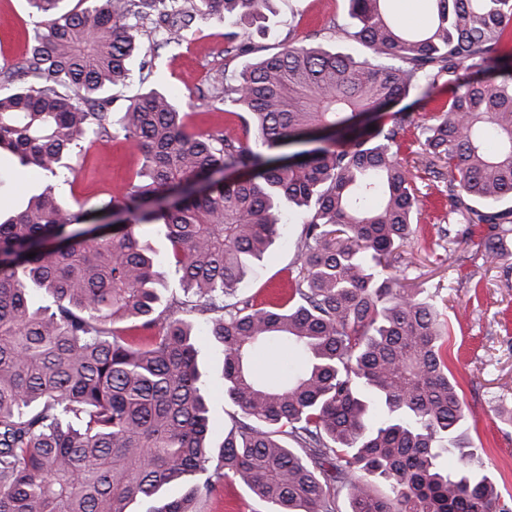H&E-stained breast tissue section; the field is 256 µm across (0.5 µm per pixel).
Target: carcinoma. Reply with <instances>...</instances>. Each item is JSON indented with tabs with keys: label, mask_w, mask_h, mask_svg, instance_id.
<instances>
[{
	"label": "carcinoma",
	"mask_w": 512,
	"mask_h": 512,
	"mask_svg": "<svg viewBox=\"0 0 512 512\" xmlns=\"http://www.w3.org/2000/svg\"><path fill=\"white\" fill-rule=\"evenodd\" d=\"M65 2L29 0L26 71L0 70V152L57 179L117 124L143 166L97 209L47 184L0 210V512H199L231 476L267 512H337L343 491L346 512H509L448 366V320L390 272L420 199L400 158L410 114L380 113L448 87L418 136L448 189L444 233L467 245L479 229L478 249L507 257L512 0H420L413 25L392 0H349V22L212 79L208 103L231 108L236 134L189 130L149 86L116 119L111 91L144 51L133 31L169 44L214 20L235 59L252 51L238 22L269 0ZM109 210L126 215L112 235L73 229ZM286 215L301 226L287 296L239 295ZM149 224L165 228L183 300L137 232ZM198 315L235 407L218 445ZM274 353L298 360L285 379L257 369Z\"/></svg>",
	"instance_id": "carcinoma-1"
}]
</instances>
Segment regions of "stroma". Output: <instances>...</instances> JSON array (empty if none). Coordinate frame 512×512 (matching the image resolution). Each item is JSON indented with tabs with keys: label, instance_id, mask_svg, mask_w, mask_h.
Here are the masks:
<instances>
[{
	"label": "stroma",
	"instance_id": "stroma-1",
	"mask_svg": "<svg viewBox=\"0 0 512 512\" xmlns=\"http://www.w3.org/2000/svg\"><path fill=\"white\" fill-rule=\"evenodd\" d=\"M304 20L289 30L292 13ZM347 22V0H270L263 20L254 23L255 45L278 51L289 35H304L330 20ZM36 20L27 0H0V67H20L27 53L23 37ZM240 71L241 61L224 63V27L194 20L187 38L178 44H163L130 61L133 82L113 90V109H121L128 97L139 90L138 77L164 86L187 114L195 132L237 129L238 120L200 99L199 91L211 77L225 68ZM142 162V156L122 132L97 142L75 156L72 182L58 184L60 196L97 207L126 192ZM417 194L422 202L416 236L404 247L398 275L412 284L438 294L448 304L451 356L448 366L461 387L466 407L476 418L471 436L483 444L485 464L496 482L502 501L512 505V424H505L501 407L512 409V257L487 260L472 247L449 243L438 229L444 223L446 199L443 183L434 181L423 169H415ZM43 179L37 170L0 166V204L20 206ZM300 227L283 225L265 258L246 276L240 292L260 301H274L286 295L288 274L297 265L296 238ZM198 365L205 381L210 412L216 421L215 438L223 440L231 408L224 402L223 355L205 338L206 324L197 321ZM200 512H266L236 477L225 480L199 503Z\"/></svg>",
	"mask_w": 512,
	"mask_h": 512
}]
</instances>
